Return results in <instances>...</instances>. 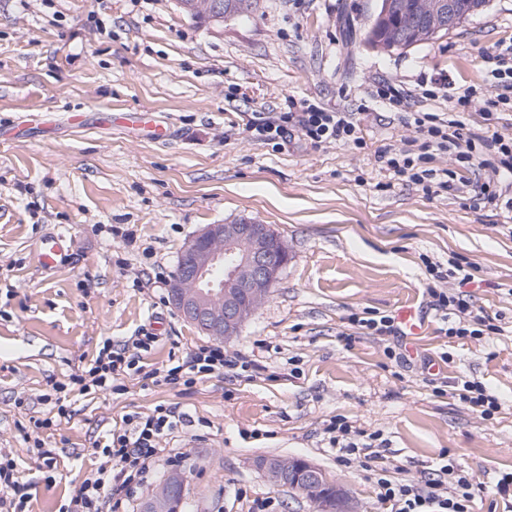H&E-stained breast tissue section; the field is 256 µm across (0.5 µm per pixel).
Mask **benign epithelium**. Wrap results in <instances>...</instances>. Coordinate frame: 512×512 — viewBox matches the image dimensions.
<instances>
[{"mask_svg":"<svg viewBox=\"0 0 512 512\" xmlns=\"http://www.w3.org/2000/svg\"><path fill=\"white\" fill-rule=\"evenodd\" d=\"M488 0H418L403 29L378 48L391 50L430 41L460 27L482 10ZM192 8L223 18L220 0H190ZM406 11V0H380L374 26ZM285 242L267 224L235 220L207 224L182 246L175 273L169 280L168 300L178 315L202 335L228 340L238 335L243 323L263 304L281 280L289 262ZM224 264V279L213 271ZM257 467L275 482L303 493L316 512H354L343 490L323 471L298 458H264ZM183 474L170 473L144 498L142 512H161L174 496H184Z\"/></svg>","mask_w":512,"mask_h":512,"instance_id":"benign-epithelium-1","label":"benign epithelium"}]
</instances>
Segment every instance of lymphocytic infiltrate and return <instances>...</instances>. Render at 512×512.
I'll list each match as a JSON object with an SVG mask.
<instances>
[{
    "mask_svg": "<svg viewBox=\"0 0 512 512\" xmlns=\"http://www.w3.org/2000/svg\"><path fill=\"white\" fill-rule=\"evenodd\" d=\"M471 105L469 94L457 96L455 110L447 118L429 112L417 113L414 124L422 142L417 148H405L388 157L386 166L394 179H407L424 190L446 193L463 192L466 184L455 171L432 168L434 150L454 145L456 160L465 168L482 165L492 176L480 187L485 203L512 210V137L493 134L486 137L471 132L465 113ZM316 143L353 138L356 126L345 112H328L315 105L299 112H283L276 116L256 115L247 125L249 132L261 140L275 141L286 136L289 127ZM427 291L436 307L444 313L445 333L451 337L481 339L493 332L489 319L471 315L465 295L450 294L437 286ZM153 333L135 337L131 345L104 341L93 363L73 383L79 394L107 392L117 376L135 364L129 348L147 349L154 343ZM224 351L219 347H203L189 360L175 362L151 373L155 382L165 384L194 383L196 379L224 372ZM186 421L185 415L157 406L147 416L131 415L125 425L109 430L96 449L101 462L84 479L60 512H119L126 507V494L132 493L144 480L160 454L159 438L172 434ZM363 468L377 472L379 497L389 512H473L482 485L472 483L462 474L454 460L441 464L435 478L424 484L396 482L388 478L387 467L375 455H366ZM29 486L20 476L13 457L0 454V512H26Z\"/></svg>",
    "mask_w": 512,
    "mask_h": 512,
    "instance_id": "obj_1",
    "label": "lymphocytic infiltrate"
}]
</instances>
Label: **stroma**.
<instances>
[{"label": "stroma", "instance_id": "obj_1", "mask_svg": "<svg viewBox=\"0 0 512 512\" xmlns=\"http://www.w3.org/2000/svg\"><path fill=\"white\" fill-rule=\"evenodd\" d=\"M378 0H257L252 13L212 25L179 0H0V127L40 113L0 142V450L30 486L29 512H59L98 461L95 442L126 415L176 408L187 422L160 440L175 449L131 499L172 470L186 476L188 512H315L299 491L256 466L298 457L342 488L354 512H383L372 472L338 464L332 422L381 455L393 479L424 483L441 455L492 485L512 469V216L478 200L490 172H466L468 195L390 181L378 151L415 134L418 112L447 113L437 81L472 89L476 132L512 135V109L485 120L491 90L482 59L512 41V0H489L449 35L383 53L365 42ZM389 82L400 104L376 94ZM350 112L359 142L273 143L246 129L257 112L303 104ZM147 109L172 135L129 133L122 112ZM70 112L86 113L83 126ZM270 225L291 260L276 288L224 342L225 368L191 385L155 384L162 369L211 345L168 302L179 252L207 224ZM52 233L62 260L41 268ZM473 266L474 314L498 330L445 335L427 285ZM412 302L421 336H370L350 323L395 316ZM155 332L107 393L71 391L68 416L50 395L96 358L105 339ZM482 382L500 401L493 419L438 384ZM43 420L35 428V420ZM53 450L40 465L29 442ZM66 248V239L63 235H51L46 237L37 254L38 263L42 267H51Z\"/></svg>", "mask_w": 512, "mask_h": 512}]
</instances>
